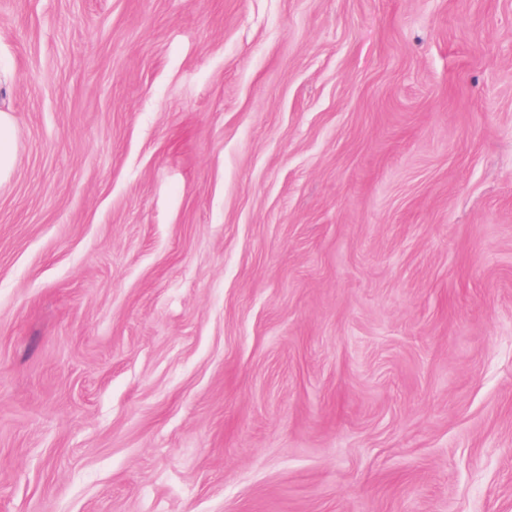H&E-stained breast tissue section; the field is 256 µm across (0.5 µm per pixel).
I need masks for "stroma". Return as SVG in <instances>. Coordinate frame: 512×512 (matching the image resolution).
<instances>
[{"label":"stroma","mask_w":512,"mask_h":512,"mask_svg":"<svg viewBox=\"0 0 512 512\" xmlns=\"http://www.w3.org/2000/svg\"><path fill=\"white\" fill-rule=\"evenodd\" d=\"M0 512H512V0H0ZM15 165L13 121L6 112L0 113V181L8 178Z\"/></svg>","instance_id":"obj_1"}]
</instances>
